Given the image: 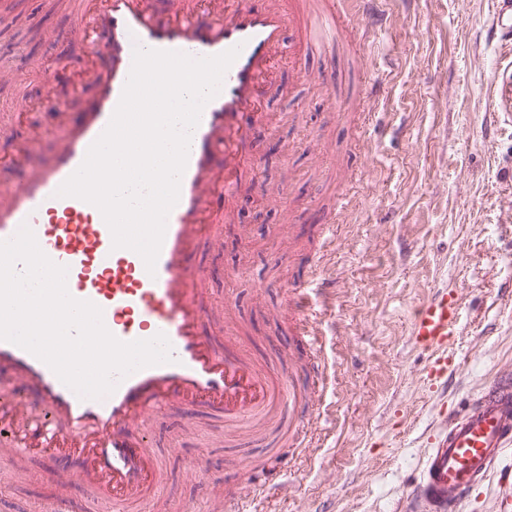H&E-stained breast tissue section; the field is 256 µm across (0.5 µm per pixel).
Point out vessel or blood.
<instances>
[{
    "label": "vessel or blood",
    "mask_w": 512,
    "mask_h": 512,
    "mask_svg": "<svg viewBox=\"0 0 512 512\" xmlns=\"http://www.w3.org/2000/svg\"><path fill=\"white\" fill-rule=\"evenodd\" d=\"M367 0H65L72 22L68 44L79 53L46 61L1 54L0 75L16 69L70 72L74 92L85 102L70 112L57 104L64 126L49 153L30 142L0 151V241L28 225L40 249L67 267V289L102 311L106 328L119 340L168 338L173 363L146 367L120 380L101 399H83L42 360L0 340V452L40 461L38 476L57 483L58 493L32 512H72L70 484L123 512L149 503L162 484L164 462L152 449L149 419L177 404L187 413L205 409L220 416L225 432H251L274 409L288 415L293 445H308V427L320 423L319 404L328 363L311 294H323L314 267L308 287L296 290L297 339L312 358L304 369L270 377L242 346L227 347L210 323L204 302L206 270L197 256L218 241L221 224L240 188L242 144L250 125L266 117L264 96L294 44L309 40L322 53L337 38L355 33L368 46L372 29H356ZM491 27L512 40V0H495ZM178 51L194 58L238 48L220 92L204 106L191 136L177 204L166 224L154 271L140 255L113 248L101 212L59 187L81 166L119 104L132 67L133 50ZM454 290L433 294L417 310L411 334L430 353L427 379L448 380V347L458 330ZM512 447V377L493 379L460 412L427 455L416 497L432 512H462L474 489Z\"/></svg>",
    "instance_id": "b4317fda"
}]
</instances>
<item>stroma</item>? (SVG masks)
<instances>
[{"label":"stroma","mask_w":512,"mask_h":512,"mask_svg":"<svg viewBox=\"0 0 512 512\" xmlns=\"http://www.w3.org/2000/svg\"><path fill=\"white\" fill-rule=\"evenodd\" d=\"M493 0H381L386 16L361 55L347 43L305 53L268 89L271 124H255L243 152L267 162L244 169L242 196L256 197L264 230L234 218L221 244L204 246L214 302L248 353L287 370L302 357L291 298L319 252L318 221L341 193L355 209L336 229L318 305L328 381L317 397L326 416L306 448H283L282 433H218L205 411L173 407L151 422L167 472L170 512H206L191 467L206 449L225 473V502L259 512H407L424 455L495 374L512 372V124L495 104L512 43L490 31ZM27 0L13 48L52 56L27 30H65ZM383 112L367 121L368 108ZM439 288L456 290L459 334L448 348V385L429 389L426 352L410 336L414 313ZM279 484L263 498L260 487ZM35 473L0 493V512H31L55 495Z\"/></svg>","instance_id":"1"}]
</instances>
